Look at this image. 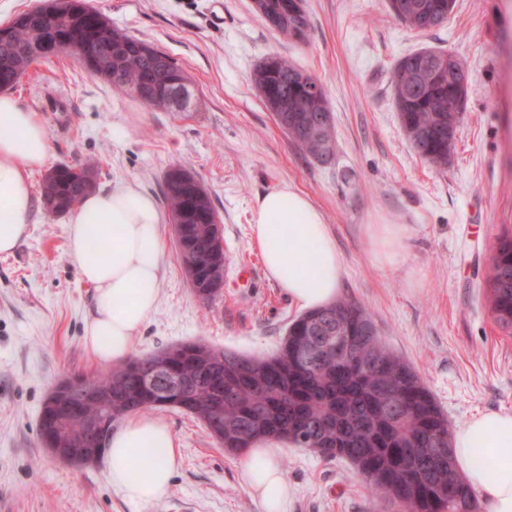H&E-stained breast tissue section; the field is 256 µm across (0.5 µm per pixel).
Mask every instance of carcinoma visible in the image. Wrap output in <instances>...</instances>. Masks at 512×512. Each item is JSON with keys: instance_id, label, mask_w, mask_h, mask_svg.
<instances>
[{"instance_id": "1", "label": "carcinoma", "mask_w": 512, "mask_h": 512, "mask_svg": "<svg viewBox=\"0 0 512 512\" xmlns=\"http://www.w3.org/2000/svg\"><path fill=\"white\" fill-rule=\"evenodd\" d=\"M445 0H388L390 14L419 33L439 30L449 14ZM89 43L97 49L87 71L129 90L150 108L188 112L193 90L179 94L176 80L189 81L165 52L115 29L86 0H50L18 15L9 36L0 37V90L16 87L39 61L46 37ZM252 83L277 124L313 159L323 141L335 142L332 112L322 84L288 59L264 57ZM400 126L412 149L429 165L448 167L467 109L469 87L448 94V51L421 48L402 57L388 78ZM97 166L61 164L43 178L48 213H64L95 187ZM164 205L174 224L186 274L198 298L209 304L224 281V249L217 215L203 184L183 168L164 176ZM494 321L512 334V236L498 239L488 278ZM356 343L359 361H336V336ZM96 397L82 411L59 416L43 404L40 442L55 448H96L103 456L112 427L133 412L170 407L199 419L224 452L242 456L259 442L276 440L351 461L369 476L371 493L398 512H480L475 492L451 454L452 433L414 368L378 338L362 304L340 298L297 316L279 351L269 358L245 357L201 343H182L129 359L104 376L86 377ZM180 383L178 394L170 385ZM108 423L102 437L86 438V426Z\"/></svg>"}]
</instances>
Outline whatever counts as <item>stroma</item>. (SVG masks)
Listing matches in <instances>:
<instances>
[{
	"mask_svg": "<svg viewBox=\"0 0 512 512\" xmlns=\"http://www.w3.org/2000/svg\"><path fill=\"white\" fill-rule=\"evenodd\" d=\"M113 27L169 54L197 93L191 112L152 109L60 52L35 63L12 94L38 112L47 166L99 162L98 187L136 181L154 198L183 167L217 213L228 268L204 305L178 256L172 224L157 305L134 353L199 342L245 356L273 355L301 313L271 280L251 231L257 198L288 184L324 213L344 260L341 295L364 304L378 336L414 367L448 418L463 425L512 410V336L487 301L499 237L512 232V0H456L447 25L419 33L387 0H305L307 40L273 31L253 0H88ZM421 47L459 55L471 74L468 107L447 169L428 166L402 131L388 73ZM277 54L317 77L333 115L336 157L305 156L275 122L251 75ZM29 234L0 255V512H261L229 456L192 416L154 409L178 465L159 502L136 507L103 463L54 460L39 439L45 398L75 375L106 373L83 336L95 305L67 251V215L34 200ZM402 224L407 249L387 267L370 255L368 227ZM288 512H395L347 460L284 445Z\"/></svg>",
	"mask_w": 512,
	"mask_h": 512,
	"instance_id": "1",
	"label": "stroma"
}]
</instances>
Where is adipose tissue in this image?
Wrapping results in <instances>:
<instances>
[{"mask_svg": "<svg viewBox=\"0 0 512 512\" xmlns=\"http://www.w3.org/2000/svg\"><path fill=\"white\" fill-rule=\"evenodd\" d=\"M50 151L37 113L0 93V255L10 254L28 233L34 210L30 175L46 164ZM164 222L157 201L131 180L88 194L70 211L68 254L81 280L96 291L84 342L97 363L127 362L157 303ZM251 228L268 276L299 307L313 310L337 300L343 259L323 213L306 195L286 184L269 191L255 204ZM370 239L374 261L386 266L404 252L407 230L401 224H375ZM451 450L485 512H512V411L471 418L454 431ZM483 456L498 458V466L486 469L479 462ZM140 460L150 466L136 479L131 467ZM176 462L172 433L157 418L128 417L105 453L113 485L135 505L165 497ZM243 469L247 491L262 512H288V480L274 449H250Z\"/></svg>", "mask_w": 512, "mask_h": 512, "instance_id": "obj_1", "label": "adipose tissue"}]
</instances>
